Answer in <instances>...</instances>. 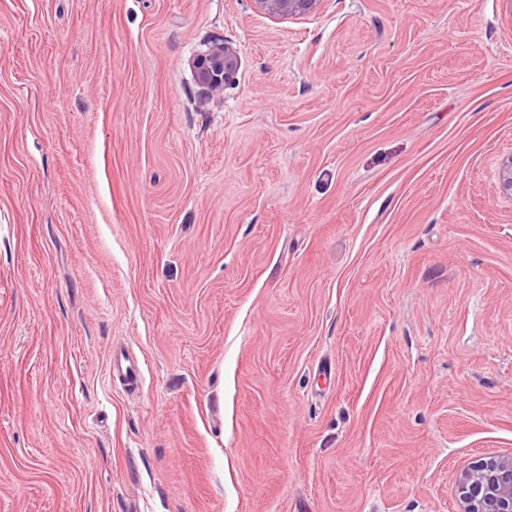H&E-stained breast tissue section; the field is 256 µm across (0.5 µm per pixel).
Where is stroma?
<instances>
[{
  "label": "stroma",
  "instance_id": "stroma-1",
  "mask_svg": "<svg viewBox=\"0 0 512 512\" xmlns=\"http://www.w3.org/2000/svg\"><path fill=\"white\" fill-rule=\"evenodd\" d=\"M510 155L512 0H0V512H456ZM259 7L274 16H294L312 12L319 0H255ZM196 80L206 94L224 92L239 65L238 51L226 43H213L192 62ZM119 377L130 390H136L142 383V371L138 362L123 351L114 350L109 362V377Z\"/></svg>",
  "mask_w": 512,
  "mask_h": 512
}]
</instances>
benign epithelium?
Returning <instances> with one entry per match:
<instances>
[{
  "label": "benign epithelium",
  "instance_id": "benign-epithelium-1",
  "mask_svg": "<svg viewBox=\"0 0 512 512\" xmlns=\"http://www.w3.org/2000/svg\"><path fill=\"white\" fill-rule=\"evenodd\" d=\"M274 16L312 12L320 0H255ZM196 80L205 93L216 95L233 78L239 65L238 51L226 43H214L192 62ZM499 190L512 197V155L499 170ZM458 512H512V456H490L460 474L456 485Z\"/></svg>",
  "mask_w": 512,
  "mask_h": 512
}]
</instances>
